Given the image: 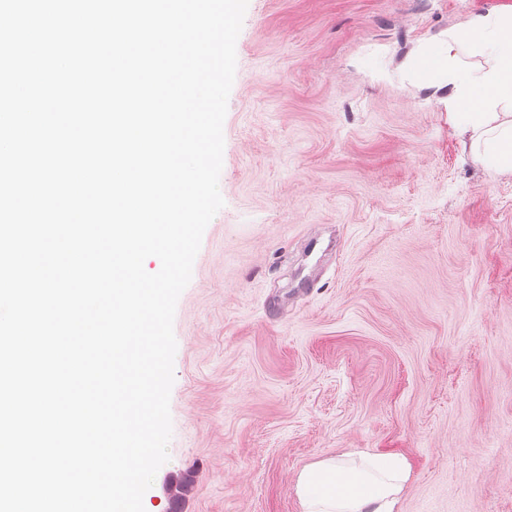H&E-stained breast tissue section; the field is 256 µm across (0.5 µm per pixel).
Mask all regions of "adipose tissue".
<instances>
[{"label": "adipose tissue", "instance_id": "ef3b65f1", "mask_svg": "<svg viewBox=\"0 0 512 512\" xmlns=\"http://www.w3.org/2000/svg\"><path fill=\"white\" fill-rule=\"evenodd\" d=\"M431 51L448 61L430 84L447 88L455 130L485 169L512 174V10L472 14ZM409 478L401 455L360 451L307 465L295 492L301 512H398Z\"/></svg>", "mask_w": 512, "mask_h": 512}]
</instances>
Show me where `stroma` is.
<instances>
[{
  "label": "stroma",
  "mask_w": 512,
  "mask_h": 512,
  "mask_svg": "<svg viewBox=\"0 0 512 512\" xmlns=\"http://www.w3.org/2000/svg\"><path fill=\"white\" fill-rule=\"evenodd\" d=\"M512 0H249L223 208L174 318L168 512H301L324 456L399 453L400 512H512V176L400 69Z\"/></svg>",
  "instance_id": "stroma-1"
}]
</instances>
